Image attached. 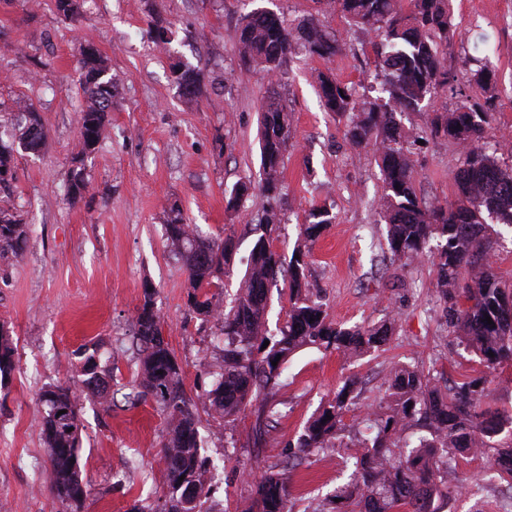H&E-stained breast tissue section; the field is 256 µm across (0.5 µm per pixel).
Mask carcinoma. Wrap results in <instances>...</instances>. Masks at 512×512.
<instances>
[{"instance_id": "obj_1", "label": "carcinoma", "mask_w": 512, "mask_h": 512, "mask_svg": "<svg viewBox=\"0 0 512 512\" xmlns=\"http://www.w3.org/2000/svg\"><path fill=\"white\" fill-rule=\"evenodd\" d=\"M327 5L343 14L350 25L377 32L376 78L383 95L358 97L351 87L326 75L320 77L319 87L325 109L347 118L345 138L351 146L359 147L371 139L378 145L385 183L379 207L388 224L389 250L398 259L413 261L423 255L428 241L442 240L433 265L447 328L458 335L484 370L491 373L511 364L512 284L503 283L491 271L493 244L484 214L512 224V168L500 167L480 144L490 107L435 110L428 117L431 134L466 149L465 164L454 174L457 201L452 206L429 205L418 197L415 171L397 119L402 113L420 111L425 100L448 86V71L438 52L439 45L448 42V0H410L407 13L402 0H327ZM55 8L63 19L75 21L81 0H55ZM300 46L312 56L325 58L336 52L339 40L312 17L287 23L266 11L244 15L237 28L241 62L260 69L271 80ZM175 69L180 72L178 86L184 95L203 93L206 74L201 69L187 64ZM78 81L83 92L79 136L65 173L66 195L73 204L88 189L85 160L106 137L112 108L107 59L91 43L83 51ZM476 83L484 92L493 93L492 67L480 69ZM46 139L40 114L30 105L24 107L12 141L0 138L1 186L6 188L13 180L16 148L36 154L45 147ZM290 139L288 112L269 100L260 120V189L271 200L280 194ZM332 220L328 209L312 208L303 225V238L315 241ZM259 223L262 235L252 248L244 280L227 310L219 305L212 289L221 288L229 271L233 239L203 236L174 208L164 224L165 237L188 273L189 312L222 324V356L206 367L205 373L213 377L212 389L206 392L213 417L226 423L236 421L247 410L259 424L278 415L266 400L278 385L282 366L296 351L323 347L359 357L380 350L394 331L391 321L350 328L329 321L308 279V252L298 247V257L285 261L273 249L281 231L274 208L264 211ZM28 231L21 214L0 208V256L20 255ZM280 277L288 283L291 309L280 334L270 336L266 329L268 293ZM134 321L138 384L124 400L134 405L152 397L166 422V491L160 512H207L210 463L201 451L197 414L183 389V369L164 341L163 319L153 293L147 289ZM79 357L78 381L49 384L40 398L50 489L66 512H82L88 496L80 469V393L96 398L107 413L114 405L112 388L99 384L102 377L112 378V372L97 363L94 352L81 349ZM13 367L14 348L0 333V376L10 374ZM437 382L430 369L396 367L387 411L372 410L363 416L367 436L355 456L350 481L336 490L335 497L349 507L347 512H399L401 508L405 512H437L434 499L450 495L448 473L456 471L458 459L475 453L489 458L497 479L512 489V414L486 404L491 396L487 377L465 379L446 391ZM356 384V377L347 378L288 447L303 451L335 447L343 415L354 404ZM251 512H293L288 476L263 473L255 482Z\"/></svg>"}]
</instances>
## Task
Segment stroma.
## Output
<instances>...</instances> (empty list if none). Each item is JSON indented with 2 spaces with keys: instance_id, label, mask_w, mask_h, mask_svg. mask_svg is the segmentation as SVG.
<instances>
[{
  "instance_id": "35a3bbf8",
  "label": "stroma",
  "mask_w": 512,
  "mask_h": 512,
  "mask_svg": "<svg viewBox=\"0 0 512 512\" xmlns=\"http://www.w3.org/2000/svg\"><path fill=\"white\" fill-rule=\"evenodd\" d=\"M256 10L288 20L316 17L338 36L340 48L326 58L293 55L279 80L268 82L246 69L235 50L241 18ZM448 13L454 34L439 52L451 81L421 111L399 118L417 195L427 203L455 201L453 176L464 154L454 141L431 136L423 115L484 102L473 74L487 57L496 88L484 141L502 167H512V0H448ZM154 18L176 32L166 48L151 42ZM89 40L110 65L111 124L86 162L89 190L72 205L64 175L77 143L83 99L77 67ZM374 41L373 32L350 26L325 0H84L72 23L59 18L54 0H0V114L14 119L15 101H27L47 132L42 155L16 153L15 178L0 190V207L19 211L30 226L23 255L0 257V327L15 349V368L0 380V512H63L50 490L39 394L47 384L70 381L78 349L93 345L112 362L113 389L130 392L139 357L133 318L148 285L156 289L163 336L184 370L202 452L213 466L208 512H248L254 491L244 472L251 468L287 474L293 512H339L333 493L353 471L362 417L384 397L398 364L433 366L446 385L479 376L474 355L448 335L436 304L429 258L435 244L410 264L392 259L377 207L385 188L376 148L352 147L343 120L318 97L321 72L369 93L376 83ZM177 62L204 69L201 97L182 94L171 70ZM272 97L292 117L280 197L269 202L254 188L238 214L227 213L226 196L260 179L258 118ZM174 202L199 231L233 238L228 296L245 273L266 208L280 213L274 247L287 258L302 242L309 210L331 208L335 219L307 257L309 279L335 323L395 320L390 343L356 361L303 349L284 365L271 395L278 417L261 426L247 412L224 426L211 414L205 396L211 379L201 367L224 336L217 321L186 307L188 274L162 231ZM351 375L359 379V395L335 447L294 448L307 420ZM80 416V464L90 491L83 512H131L157 501L164 490L165 423L156 402L106 413L87 400ZM487 471L485 456L461 460L457 486L440 512H496L505 485L479 496L468 490Z\"/></svg>"
}]
</instances>
